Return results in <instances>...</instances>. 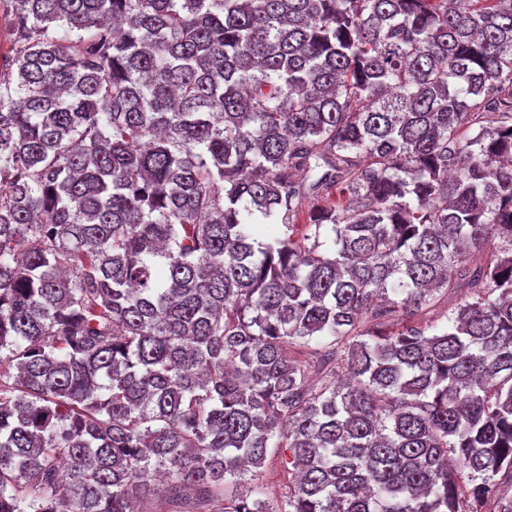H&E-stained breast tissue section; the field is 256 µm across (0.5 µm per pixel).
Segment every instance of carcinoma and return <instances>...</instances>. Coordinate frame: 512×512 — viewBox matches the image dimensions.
I'll use <instances>...</instances> for the list:
<instances>
[{"label":"carcinoma","mask_w":512,"mask_h":512,"mask_svg":"<svg viewBox=\"0 0 512 512\" xmlns=\"http://www.w3.org/2000/svg\"><path fill=\"white\" fill-rule=\"evenodd\" d=\"M0 14V512H512V0ZM257 471L256 476L247 474L248 480L239 484V492H245L260 485L265 492L264 498L271 503L280 501L283 496L288 494L289 475L281 462V453L274 455L270 449L264 467Z\"/></svg>","instance_id":"1"}]
</instances>
